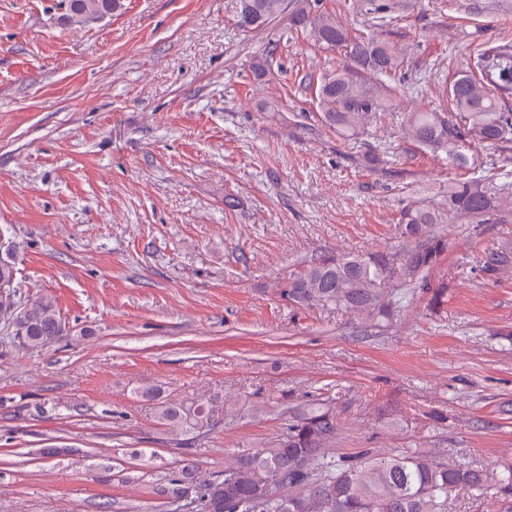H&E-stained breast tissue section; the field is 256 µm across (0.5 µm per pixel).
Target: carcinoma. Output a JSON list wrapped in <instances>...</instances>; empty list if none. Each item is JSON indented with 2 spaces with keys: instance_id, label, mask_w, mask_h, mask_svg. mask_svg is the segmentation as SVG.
Returning <instances> with one entry per match:
<instances>
[{
  "instance_id": "1",
  "label": "carcinoma",
  "mask_w": 512,
  "mask_h": 512,
  "mask_svg": "<svg viewBox=\"0 0 512 512\" xmlns=\"http://www.w3.org/2000/svg\"><path fill=\"white\" fill-rule=\"evenodd\" d=\"M122 8V0H67L61 23L86 28ZM285 0H243L239 22L258 28L280 17ZM289 25L306 31L318 45L345 49L342 67L322 76L317 90L326 123L350 140L360 138L372 114L390 102L387 79L405 50L373 35L350 39L330 14L304 7L289 14ZM512 91V47L477 50L449 88L452 112L414 108L401 115L398 136L433 152L469 176L448 184L442 207L414 204L400 214L402 246L372 254L344 252L316 259L275 289L283 300L312 311L343 310L365 332L393 326L412 288L429 286L428 276L448 250L435 225L449 220L499 224L512 218V158L494 173L475 166V146L512 144V108L503 93ZM512 268V246L486 254L482 270L498 274ZM0 330L12 346L43 349L71 335L56 299L39 294L24 299L0 294ZM140 397L157 402L158 424L170 440L185 447L171 479L174 501L185 512H448V487L481 491L493 479L501 499L498 512H512V467L493 475L445 457V452L368 449L352 457L332 450L340 434L336 412L323 398L284 408L276 439L224 457V473L203 479L190 435L209 425L204 402L165 398L148 387Z\"/></svg>"
}]
</instances>
